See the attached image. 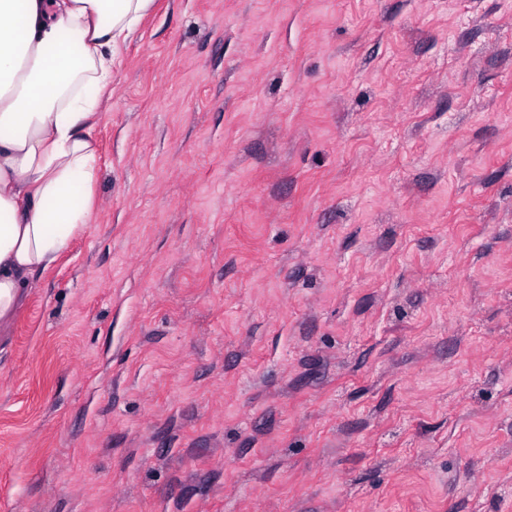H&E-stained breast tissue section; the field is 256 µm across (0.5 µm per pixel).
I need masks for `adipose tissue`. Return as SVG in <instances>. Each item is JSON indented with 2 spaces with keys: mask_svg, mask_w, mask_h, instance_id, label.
Returning a JSON list of instances; mask_svg holds the SVG:
<instances>
[{
  "mask_svg": "<svg viewBox=\"0 0 512 512\" xmlns=\"http://www.w3.org/2000/svg\"><path fill=\"white\" fill-rule=\"evenodd\" d=\"M154 0H0V331L91 221L88 123Z\"/></svg>",
  "mask_w": 512,
  "mask_h": 512,
  "instance_id": "obj_1",
  "label": "adipose tissue"
}]
</instances>
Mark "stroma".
<instances>
[{"label":"stroma","mask_w":512,"mask_h":512,"mask_svg":"<svg viewBox=\"0 0 512 512\" xmlns=\"http://www.w3.org/2000/svg\"><path fill=\"white\" fill-rule=\"evenodd\" d=\"M120 58L0 512H512V0H155Z\"/></svg>","instance_id":"obj_1"}]
</instances>
